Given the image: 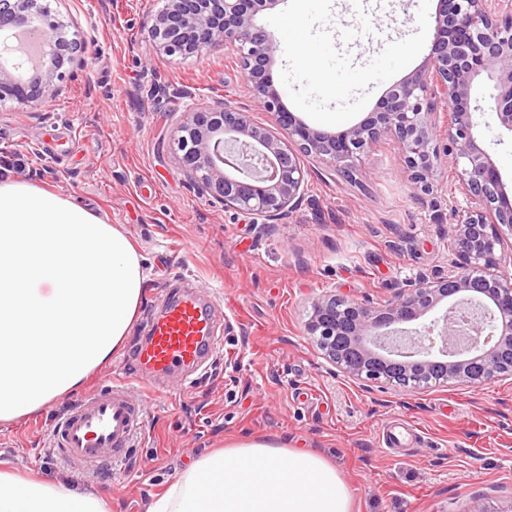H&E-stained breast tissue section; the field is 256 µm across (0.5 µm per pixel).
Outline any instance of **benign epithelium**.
Returning a JSON list of instances; mask_svg holds the SVG:
<instances>
[{
  "label": "benign epithelium",
  "mask_w": 512,
  "mask_h": 512,
  "mask_svg": "<svg viewBox=\"0 0 512 512\" xmlns=\"http://www.w3.org/2000/svg\"><path fill=\"white\" fill-rule=\"evenodd\" d=\"M281 0H164L151 37L166 56L236 49L253 102L275 117L260 127L222 99L200 102L188 90L170 150L211 201L268 227L305 198L300 156L346 169L382 137L393 140L413 189L430 191L434 171L451 162L465 199L445 219L456 244L448 272L394 289L384 303L325 295L312 300L306 332L323 358L364 389L480 385L512 376V191L477 141L474 82H495L491 118L512 133V0H438L427 62L394 83L360 122L338 133L314 129L283 108L269 74L277 48L257 15ZM25 27L47 46L51 65L36 80L24 62L0 66V100L45 102L61 90L66 68L80 65L63 18L39 0H0V31ZM450 112L439 127V107ZM445 140L444 147L436 145Z\"/></svg>",
  "instance_id": "obj_1"
}]
</instances>
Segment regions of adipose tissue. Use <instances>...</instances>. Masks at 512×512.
<instances>
[{"label":"adipose tissue","mask_w":512,"mask_h":512,"mask_svg":"<svg viewBox=\"0 0 512 512\" xmlns=\"http://www.w3.org/2000/svg\"><path fill=\"white\" fill-rule=\"evenodd\" d=\"M126 234L73 197L0 179V424L72 394L120 352L144 295ZM324 456L234 441L201 453L146 512H350ZM0 512H112L96 492L0 468Z\"/></svg>","instance_id":"adipose-tissue-1"}]
</instances>
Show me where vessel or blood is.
Wrapping results in <instances>:
<instances>
[{
  "label": "vessel or blood",
  "instance_id": "obj_1",
  "mask_svg": "<svg viewBox=\"0 0 512 512\" xmlns=\"http://www.w3.org/2000/svg\"><path fill=\"white\" fill-rule=\"evenodd\" d=\"M219 329L211 298L185 291L167 301L138 352L137 381L157 392L172 371L197 373L219 346ZM143 415L140 399L125 385L116 384L85 396L55 425L53 438L70 466L109 467L129 448Z\"/></svg>",
  "mask_w": 512,
  "mask_h": 512
}]
</instances>
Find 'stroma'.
Segmentation results:
<instances>
[{
	"label": "stroma",
	"mask_w": 512,
	"mask_h": 512,
	"mask_svg": "<svg viewBox=\"0 0 512 512\" xmlns=\"http://www.w3.org/2000/svg\"><path fill=\"white\" fill-rule=\"evenodd\" d=\"M74 67L51 101L0 102V154L13 178L75 197L119 226L142 258L145 293L126 345L83 390L20 425L0 424V466L63 477L145 512L197 453L250 438L288 443L333 462L352 512H512V378L485 385L372 392L335 373L307 336L312 299L384 302L394 288L447 270L437 213L462 204L453 168L413 194L390 139L368 147L350 176L302 157L301 208L267 232L203 196L169 152L184 101L147 97L151 80L221 98L274 128L255 107L236 51L187 58L156 52L150 27L162 0H45ZM436 0H280L259 14L278 48L271 76L288 111L338 132L361 121L392 84L427 61ZM180 281L213 295L226 328L205 371L171 375L155 394L131 379L135 345ZM124 383L145 418L133 447L96 472L69 466L51 430L85 395ZM420 440L388 450L379 432L401 422Z\"/></svg>",
	"instance_id": "1"
}]
</instances>
